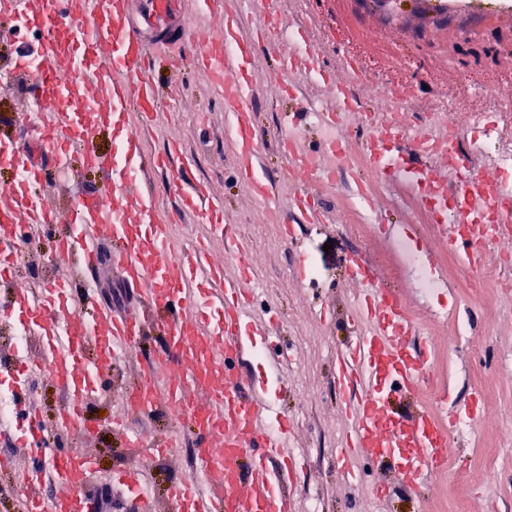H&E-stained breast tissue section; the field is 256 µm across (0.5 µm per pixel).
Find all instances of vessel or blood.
Returning <instances> with one entry per match:
<instances>
[{"label": "vessel or blood", "instance_id": "obj_1", "mask_svg": "<svg viewBox=\"0 0 512 512\" xmlns=\"http://www.w3.org/2000/svg\"><path fill=\"white\" fill-rule=\"evenodd\" d=\"M187 6L217 22L219 34L204 41L197 64L210 90L226 102V133L239 171L247 176L254 198H269V186L258 176L263 164L250 110L254 40L243 33L226 0H38L34 6L28 0H0V9L15 12L22 27L40 33L34 49L16 55L14 75L28 74L29 61L41 57L48 67L35 77L34 92L56 102L55 111L42 120L37 145L0 142V164L24 175L23 181L0 188V223L11 228L0 232V257L15 256L53 222V210L36 191L47 162L80 149L103 183L102 189L78 193L69 213V245L59 253L63 263L79 256L78 273L87 289H77L71 277L63 276L39 289L14 291L6 309L24 317L30 336L41 344L42 359L54 365L57 385L67 397L56 422L59 435L95 436L87 408L100 394V378L109 371L107 357L127 356L155 335L160 342L141 363L123 412L149 416L175 405L183 409L200 466L191 478L171 485V512H292L277 477L296 465L288 453V421L270 409L263 388L247 371L258 347L240 333L254 291V264L243 258L245 245L225 223L214 193L198 182L185 185L180 177L175 183L182 188V210L200 225L201 236L188 248L176 244L177 217L157 210L148 186L151 174L171 169L174 157L147 151L137 133L160 110L146 71L145 36L174 32ZM58 68L72 73L67 89L54 83ZM319 79L330 91L329 104L314 113H283L279 137L292 167L308 171L315 181L329 178L330 171L312 169V155L293 129L310 119L335 126L338 114L353 107L343 80L327 70L320 71ZM107 122L113 147L102 153L94 134ZM427 143L418 132H392L385 140L365 142L364 151L383 176L415 172L425 177L431 156ZM449 164L459 174L455 188L439 179L432 182L435 194L451 204L438 220L448 226L449 251L478 269L484 265V239L464 219L475 199H486L491 207L508 206L512 193H502L499 175L476 170L461 150L450 149ZM105 235L119 245L111 256L113 267L137 291L136 304L120 314L112 313L91 288L101 262L99 240ZM216 242L226 257L236 259L233 273H226L223 260L213 255ZM349 281L355 286L354 336L337 355L339 378L350 393L341 457L390 461L394 484L371 487L381 499L393 487L411 491L446 471L448 430L429 410L398 411L425 383L428 358L415 342L417 331L401 294L384 287L373 263L359 253L351 261ZM59 307L67 310L68 320L52 319V310ZM15 428L20 453L38 446L43 430L32 400H24ZM184 443L177 431L148 445L132 440L141 461L114 476L113 485L139 488L155 460L177 456ZM96 480L86 450L73 449L19 495V512H44L48 506L53 512H90L86 490ZM47 486L56 490L49 505L42 497Z\"/></svg>", "mask_w": 512, "mask_h": 512}]
</instances>
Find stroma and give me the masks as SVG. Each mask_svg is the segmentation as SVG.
I'll list each match as a JSON object with an SVG mask.
<instances>
[{"label":"stroma","mask_w":512,"mask_h":512,"mask_svg":"<svg viewBox=\"0 0 512 512\" xmlns=\"http://www.w3.org/2000/svg\"><path fill=\"white\" fill-rule=\"evenodd\" d=\"M433 2L387 0L379 9L371 0H286L285 21L289 30L304 33L297 47L315 52L322 69L342 78L347 67H354L374 87L364 105L383 107L380 88L412 87L410 122L424 120L447 91L452 75L512 98V0H497L491 10L484 0H445L442 10L434 9ZM470 15L484 19L476 39L466 37L458 25L459 18ZM183 25L182 40L162 49L151 62L160 96L175 99L176 107L163 109L140 135L147 150L155 153L167 151L171 141L181 142L192 163L190 179L209 185L221 198L225 219L237 225L252 251L262 287L251 305L252 315L271 318L272 353L284 366L274 372L257 358L249 370L267 400L287 416L291 451L303 459L282 477L294 512H512V295L494 287L471 291L465 286L470 272L454 265L448 269L453 292L429 299L419 296L402 242L430 256L432 263L440 258L435 238L417 222V202L401 176L385 181L361 211L353 205L359 170H346L335 184H311L325 211L317 227L298 217V245L283 239L279 225L261 223L248 181L236 173L232 148L224 138V98L208 89L193 64L201 46L198 36L209 22L189 12ZM242 25L256 43L252 75L259 94L252 108L260 126L258 149L267 161L264 175L281 210L290 213L298 188L282 178L278 134L280 114L288 104L273 80L275 56L267 47L270 19L257 5L243 15ZM370 28L380 30L379 39L366 38ZM32 95L28 80L0 86V114L9 116L0 123V139L21 137L25 125L33 123ZM47 175L44 194L57 220L49 234L20 253L10 280L0 284V304L14 290L60 273L59 268H46L43 258L69 236L67 211L87 172L75 160L62 170L49 167ZM359 251L373 262L384 283L399 290L419 336L430 342L431 354L453 362L452 387H421L418 404L460 413L476 404L483 411L474 429L456 430V451L446 473L430 476L419 491L397 490L379 501L369 488L387 478L386 467L358 459L346 466L337 457L348 394L338 383L336 352L352 336L347 273ZM132 357L133 365L113 371L111 396L90 407L101 424L97 438L72 435L55 443L60 454L87 449L106 477L139 461L136 449L127 447L109 426L112 414L122 409L124 391L137 380L134 364L141 361V351ZM458 473L473 474L476 485L470 492H461L452 482Z\"/></svg>","instance_id":"1"}]
</instances>
